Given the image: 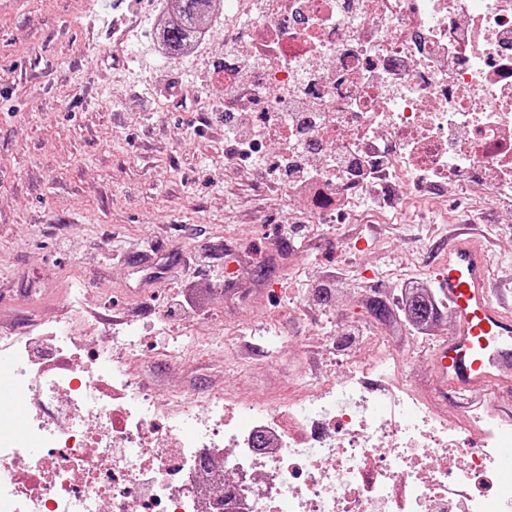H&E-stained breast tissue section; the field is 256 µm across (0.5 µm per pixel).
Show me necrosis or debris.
Wrapping results in <instances>:
<instances>
[{
	"label": "necrosis or debris",
	"instance_id": "obj_1",
	"mask_svg": "<svg viewBox=\"0 0 512 512\" xmlns=\"http://www.w3.org/2000/svg\"><path fill=\"white\" fill-rule=\"evenodd\" d=\"M242 17L271 57L246 77L225 54L216 76L248 80L235 122L276 159L314 161L313 191L284 188L312 223L399 184L442 198L476 184L512 224V0H225V35ZM306 75L290 142L276 118ZM42 327L0 336V384L23 386L26 412L25 443L0 421V512H512L503 420L449 425L396 380L385 340L289 398L190 402L134 379V330L56 324L45 361Z\"/></svg>",
	"mask_w": 512,
	"mask_h": 512
}]
</instances>
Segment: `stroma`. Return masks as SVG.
<instances>
[{
    "mask_svg": "<svg viewBox=\"0 0 512 512\" xmlns=\"http://www.w3.org/2000/svg\"><path fill=\"white\" fill-rule=\"evenodd\" d=\"M157 0H10L0 8V334L25 335L32 318L135 328L137 366L158 389L251 396L290 393L300 374L342 376L328 332L383 336L408 388L434 396L428 350L450 337L442 313L429 337L406 324L373 325L360 302L392 298L397 282L436 289L433 238L479 207L481 196L423 203L422 216L369 224L350 217L310 225L332 250L285 248L278 227L299 221L284 192L246 168L224 171V96L212 74L224 25L202 48L160 56L149 41ZM491 272L512 281V226L484 210ZM339 271V315L314 302ZM203 289L201 308L182 304ZM299 336L268 357L271 328ZM212 335L188 345L181 367L170 336Z\"/></svg>",
    "mask_w": 512,
    "mask_h": 512,
    "instance_id": "obj_1",
    "label": "stroma"
}]
</instances>
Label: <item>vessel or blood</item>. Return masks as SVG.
<instances>
[{"label":"vessel or blood","mask_w":512,"mask_h":512,"mask_svg":"<svg viewBox=\"0 0 512 512\" xmlns=\"http://www.w3.org/2000/svg\"><path fill=\"white\" fill-rule=\"evenodd\" d=\"M437 279L453 315L452 338L430 360L441 399L468 405L512 390V283L495 281L472 224L452 225Z\"/></svg>","instance_id":"b4317fda"}]
</instances>
